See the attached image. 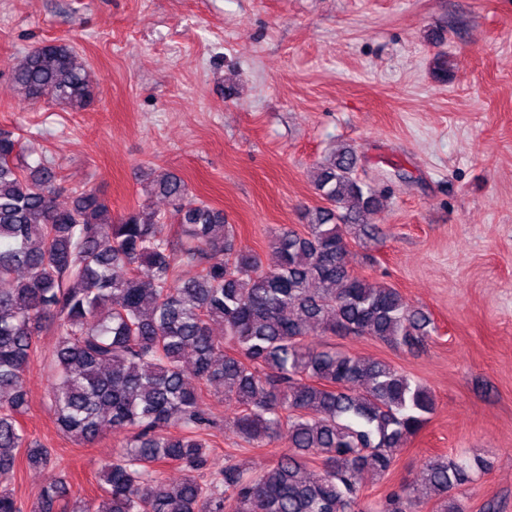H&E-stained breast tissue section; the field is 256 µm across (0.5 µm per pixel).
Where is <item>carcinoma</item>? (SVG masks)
I'll return each instance as SVG.
<instances>
[{
  "instance_id": "cac0c4a2",
  "label": "carcinoma",
  "mask_w": 512,
  "mask_h": 512,
  "mask_svg": "<svg viewBox=\"0 0 512 512\" xmlns=\"http://www.w3.org/2000/svg\"><path fill=\"white\" fill-rule=\"evenodd\" d=\"M449 70L448 54H435L433 78L446 83ZM12 77L32 102L50 91L81 111L95 99L84 62L65 42L33 48ZM357 163L344 146L316 167L324 204L305 212L302 230L274 233L277 262L266 269L257 255L235 250L224 212L193 198L177 174L146 185L173 207L181 229L173 235L148 203L114 214L107 199L82 188L60 205L55 167L27 162L14 133L0 129V478L17 449L31 466L50 460L19 417L38 336L52 326L59 429L89 444L110 428L125 443L100 468L98 507L70 501L57 481L34 512H371L361 502L363 476L390 473L395 451L435 401L385 360L310 343L354 334L414 349L430 333L429 315L396 289L350 273V241L381 204ZM217 251L224 262L209 263ZM184 264L201 270L183 279ZM210 387L238 404L230 424L249 446L287 442L275 464L252 472L230 459L201 480L213 447L202 404ZM163 464L184 472L179 484L159 476ZM485 467L478 458L436 456L377 512H421V487L434 492L436 512H466L458 491ZM0 512H22L3 484Z\"/></svg>"
}]
</instances>
